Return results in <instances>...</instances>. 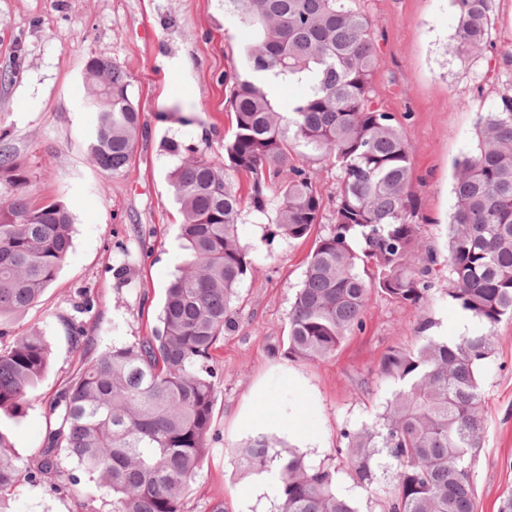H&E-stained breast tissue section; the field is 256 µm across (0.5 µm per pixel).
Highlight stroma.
Here are the masks:
<instances>
[{
  "instance_id": "obj_1",
  "label": "stroma",
  "mask_w": 512,
  "mask_h": 512,
  "mask_svg": "<svg viewBox=\"0 0 512 512\" xmlns=\"http://www.w3.org/2000/svg\"><path fill=\"white\" fill-rule=\"evenodd\" d=\"M375 25V94L401 117L413 150L416 221L425 240L445 245L454 209V164L475 147L480 114L512 95V0H491L496 44L485 57L448 52L456 30L452 0H357ZM246 31L224 0H0L1 145L26 171L33 201H58L73 218L72 249L53 283L22 316L15 335L36 328L51 363L17 418L0 419L13 453L32 465L50 419L49 407L80 367L67 321L83 324L97 351L137 341L157 324L164 290L183 261L180 220L168 181L174 157L166 139L224 158L226 92L221 78L240 63ZM124 70L128 95L147 124L129 166L112 174L88 159L97 115L85 105L89 57ZM241 243L255 267L241 282L234 326L220 342L222 381L210 453L184 512H279L276 472L260 475V495L241 506L246 475L235 450L248 435L267 432L312 463L339 467L336 489L358 512H379L375 497L342 469L345 430L372 424L389 396L377 376L384 352L417 345L418 316L376 296L361 331L335 355L294 361L279 354L288 313L305 274L311 241H291L276 224L243 218ZM434 336H460L463 311L448 295L440 269L425 309ZM495 350L481 367L485 441L473 468L478 512H499L512 492V320L494 330ZM302 423L306 434L293 436ZM13 512H112V499L81 480L56 493L48 482L24 481Z\"/></svg>"
}]
</instances>
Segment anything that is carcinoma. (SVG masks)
I'll list each match as a JSON object with an SVG mask.
<instances>
[{"mask_svg": "<svg viewBox=\"0 0 512 512\" xmlns=\"http://www.w3.org/2000/svg\"><path fill=\"white\" fill-rule=\"evenodd\" d=\"M357 0H224L247 30L243 67L224 73L231 134L224 163L175 139L168 174L180 205L183 265L165 290L150 335L86 360L52 407L33 466L23 467L0 428V506L26 478L64 491L78 477L112 497V512H183L184 496L210 452L220 375L214 352L233 326L237 288L252 262L238 236L248 215L275 212L280 233L314 237L302 287L288 316L286 353L318 361L362 328L372 295L419 311L440 260L448 296L483 326L473 336H431L423 319L416 347L393 346L378 375L390 397L374 424L343 432L346 474L368 492L390 465L383 512H477L473 463L485 434L480 367L493 328L512 318V96L480 116L474 150L456 165V204L446 254L421 236L415 217L412 149L396 115L375 99L373 21ZM457 26L448 52L468 59L494 48L489 0H453ZM86 105L98 112L92 163L119 173L133 156L143 113L112 61L86 62ZM306 91L280 111L267 85ZM339 171L324 195L314 163ZM0 171L27 183L7 152ZM327 229L315 233L327 207ZM72 246V218L58 201L35 204L22 192L0 198V336L54 280ZM50 362L45 336L30 330L0 345V413L16 417ZM258 434L236 451L239 470L278 467L279 512H358L336 492L339 471L273 451Z\"/></svg>", "mask_w": 512, "mask_h": 512, "instance_id": "obj_1", "label": "carcinoma"}]
</instances>
